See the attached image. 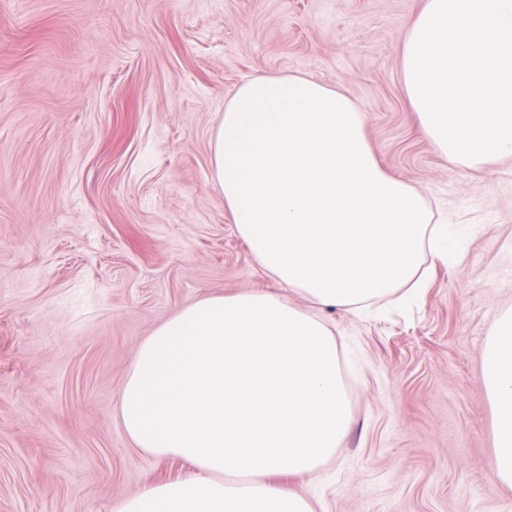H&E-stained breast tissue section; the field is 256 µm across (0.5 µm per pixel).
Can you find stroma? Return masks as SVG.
I'll list each match as a JSON object with an SVG mask.
<instances>
[{"instance_id": "35a3bbf8", "label": "stroma", "mask_w": 512, "mask_h": 512, "mask_svg": "<svg viewBox=\"0 0 512 512\" xmlns=\"http://www.w3.org/2000/svg\"><path fill=\"white\" fill-rule=\"evenodd\" d=\"M419 0H0V512H111L186 474L116 419L140 342L272 283L210 172L224 99L261 75L343 88L385 168L448 217L422 297L330 311L352 427L317 512H512L489 469L482 349L512 305V164L461 173L406 107Z\"/></svg>"}]
</instances>
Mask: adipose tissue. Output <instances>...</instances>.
I'll list each match as a JSON object with an SVG mask.
<instances>
[{"label": "adipose tissue", "mask_w": 512, "mask_h": 512, "mask_svg": "<svg viewBox=\"0 0 512 512\" xmlns=\"http://www.w3.org/2000/svg\"><path fill=\"white\" fill-rule=\"evenodd\" d=\"M401 77L420 131L450 162L512 160V0H423ZM211 176L253 260L292 296L208 295L139 344L120 424L133 447L193 472L147 484L114 512H315L304 485L352 422L322 312H360L421 287L425 255L448 260V227L382 167L355 100L300 74L256 77L225 98ZM482 360L496 432L489 467L512 489V309Z\"/></svg>", "instance_id": "1"}]
</instances>
